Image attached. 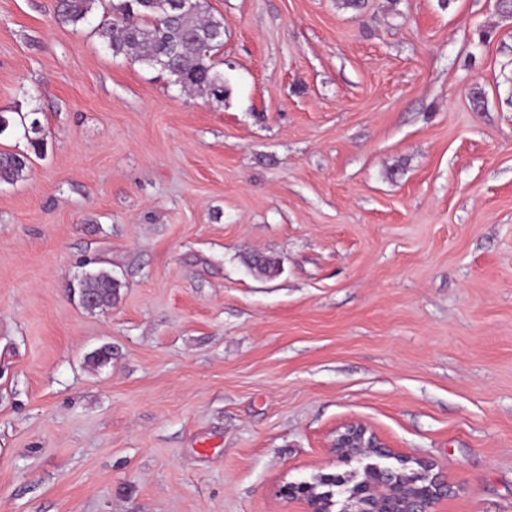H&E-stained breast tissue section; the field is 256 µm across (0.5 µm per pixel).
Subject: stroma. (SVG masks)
Returning <instances> with one entry per match:
<instances>
[{
	"label": "stroma",
	"instance_id": "1",
	"mask_svg": "<svg viewBox=\"0 0 512 512\" xmlns=\"http://www.w3.org/2000/svg\"><path fill=\"white\" fill-rule=\"evenodd\" d=\"M204 2L220 100L0 0V112L46 142L0 182V512H304L275 489L348 420L437 512H512V14ZM37 112L19 113L18 118L8 119L4 116L0 118V135L12 129H22L23 136L27 140L35 155L41 154L43 149V139L40 137L42 132L41 123L35 115ZM119 288L120 284L111 273L97 270L86 272L77 284L71 287V291L74 296L78 295L79 302L81 298L92 297L91 307H86L81 302L80 304L88 311H95L112 307L118 299Z\"/></svg>",
	"mask_w": 512,
	"mask_h": 512
}]
</instances>
